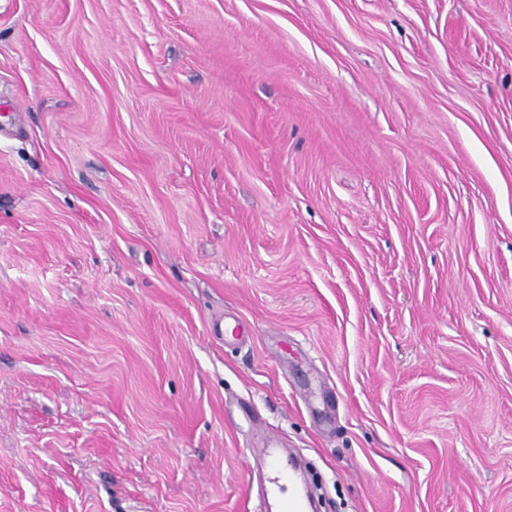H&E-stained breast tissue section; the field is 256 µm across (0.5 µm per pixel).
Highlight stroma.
Returning <instances> with one entry per match:
<instances>
[{"instance_id":"1","label":"stroma","mask_w":512,"mask_h":512,"mask_svg":"<svg viewBox=\"0 0 512 512\" xmlns=\"http://www.w3.org/2000/svg\"><path fill=\"white\" fill-rule=\"evenodd\" d=\"M272 440L512 512V0H0V512H255Z\"/></svg>"}]
</instances>
